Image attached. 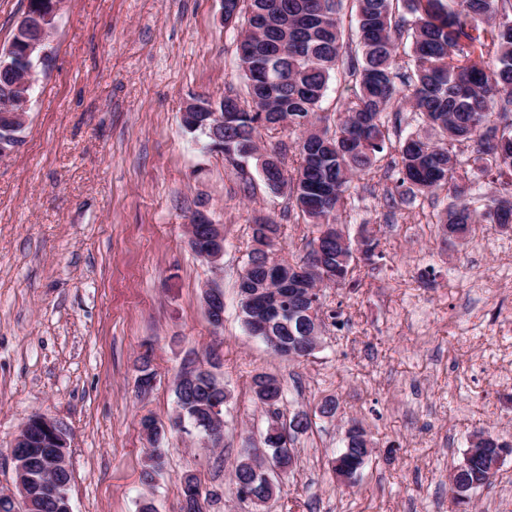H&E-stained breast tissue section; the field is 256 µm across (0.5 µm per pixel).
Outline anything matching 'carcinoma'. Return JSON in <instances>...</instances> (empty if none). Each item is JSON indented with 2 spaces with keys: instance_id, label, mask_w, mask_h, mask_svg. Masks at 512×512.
I'll return each instance as SVG.
<instances>
[{
  "instance_id": "obj_1",
  "label": "carcinoma",
  "mask_w": 512,
  "mask_h": 512,
  "mask_svg": "<svg viewBox=\"0 0 512 512\" xmlns=\"http://www.w3.org/2000/svg\"><path fill=\"white\" fill-rule=\"evenodd\" d=\"M340 0H227L224 23L241 24L240 77L246 98L226 95L224 133L210 136L211 101L198 99L197 122L183 124L189 134L203 136L206 143L224 154L247 179L246 163L260 152L258 136L275 135L288 128L303 133L298 144L299 164L294 173L286 169L288 146L278 141L271 149L276 162L263 168L262 176L274 180L270 189L285 191L288 200L318 236L308 243L303 267L308 269L306 287L315 283L359 287L354 278L357 262H370L377 255L379 239L366 235L358 243L339 242L343 229L340 213L355 176L372 173L385 149L386 112L397 100L395 69L399 39L411 37L413 74L404 84L414 111L438 135L431 140L418 133L398 145L393 164L398 169L401 195L414 199L447 189L452 203L439 218L438 230L446 240L469 238L479 224H512V197L493 198L478 209L470 202L473 181L470 172L458 171L453 148L474 144L472 169L501 178L512 176V0H354L358 16V46L361 57H352L347 76L353 97L331 124L317 127L318 110L342 57V32L337 17ZM43 33L37 20L18 29L8 48L0 52V95L23 77L24 68L14 66L17 50ZM489 60L477 64L475 54ZM281 225L263 217L252 225L253 248L240 276L238 293L242 321L250 329L249 296L258 289L290 288L292 264L280 260L273 267L254 260L259 246L274 247ZM293 315L273 322L269 333L278 340L272 351L285 359L312 355L309 335L314 321L306 311L308 302L290 301ZM254 400L270 408L280 405L282 389L276 377L258 373L252 377ZM179 413L197 430L207 433L205 422L214 408H224V383L209 373H198L176 394ZM289 442L306 432L308 415L290 417ZM350 448L331 460V470L354 481L369 454L362 450L367 433L356 428ZM481 452L452 469L457 487L453 497L471 496L489 487L496 477L495 464L509 444L490 430L474 434ZM156 445L142 471L141 480L151 484L165 468V453ZM264 445L270 456L285 467L294 463L292 448L282 436L266 432ZM277 485L256 471L245 459L238 460L234 491L238 500L254 507L275 496ZM61 487L53 498L35 491L34 512H66Z\"/></svg>"
}]
</instances>
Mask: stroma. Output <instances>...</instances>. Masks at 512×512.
<instances>
[{
  "label": "stroma",
  "instance_id": "obj_1",
  "mask_svg": "<svg viewBox=\"0 0 512 512\" xmlns=\"http://www.w3.org/2000/svg\"><path fill=\"white\" fill-rule=\"evenodd\" d=\"M221 14V0H61L27 126L0 156V493L15 489V438L42 415L68 432L72 512H139L146 499L180 512L187 472L214 495L206 512H252L230 473L242 449L262 445L271 417L250 382L267 373L283 409L312 423L263 512H457L448 473L473 431L512 439V229L482 224L451 243L436 229L447 191L412 202L395 193L398 140L420 129L403 103L341 217L350 237L370 228L383 259L360 265L362 287L322 289L336 316L312 357L272 355L240 314L250 226L281 224L276 254L292 263L317 231L256 164L240 178L182 127L188 99L246 92L240 29ZM199 209L224 227L217 269L188 244ZM210 284L224 292L217 329L202 299ZM147 352L157 384L144 396L136 367ZM212 355L229 392L221 447L167 432L166 468L145 486L141 418L167 423L183 364ZM328 397L339 403L331 418L316 413ZM351 419L375 449L348 488L328 461ZM473 501L477 512H512V454Z\"/></svg>",
  "mask_w": 512,
  "mask_h": 512
}]
</instances>
